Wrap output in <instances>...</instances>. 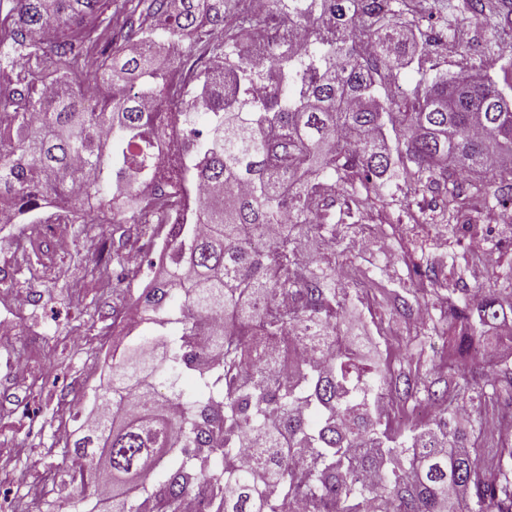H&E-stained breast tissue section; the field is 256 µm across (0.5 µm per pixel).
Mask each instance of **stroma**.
I'll return each mask as SVG.
<instances>
[{
	"label": "stroma",
	"instance_id": "obj_1",
	"mask_svg": "<svg viewBox=\"0 0 512 512\" xmlns=\"http://www.w3.org/2000/svg\"><path fill=\"white\" fill-rule=\"evenodd\" d=\"M422 68L485 73L489 64L437 47L420 67L403 70L402 84L412 85ZM437 212L431 190L392 188L356 225L337 226L335 251L311 234L299 240L300 251L370 268L426 308V322L417 325L411 316L391 313L381 296L365 301L346 280L336 286L345 301L342 333L367 345L366 366L387 370L394 379L410 373L426 386L436 381V368L446 366L455 334L445 310L457 296L456 275H447L442 288L433 290L417 274L419 266L443 258L432 245ZM365 225L378 243L368 253L357 247ZM62 230L69 247L46 256L17 251L28 225L0 232V273L23 296L7 306L16 333L0 335V512H70L76 486L62 457L64 438L79 435L108 355L126 343V329L114 322L113 310L129 303L147 281L141 272L117 286L111 273H98L112 251L111 225L66 224Z\"/></svg>",
	"mask_w": 512,
	"mask_h": 512
}]
</instances>
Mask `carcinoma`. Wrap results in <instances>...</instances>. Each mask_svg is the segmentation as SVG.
Listing matches in <instances>:
<instances>
[{"label":"carcinoma","mask_w":512,"mask_h":512,"mask_svg":"<svg viewBox=\"0 0 512 512\" xmlns=\"http://www.w3.org/2000/svg\"><path fill=\"white\" fill-rule=\"evenodd\" d=\"M425 2L450 39L464 21L494 16L458 49L481 52L498 74H422L411 92L389 94V77L435 42L403 21L412 0H276L277 40L250 14L226 28L224 0H0V100L12 107L0 127V200L35 215L86 187L98 211H83V223H98L106 202L137 225L112 240L114 266L132 235L166 229L165 259L131 303L154 331L112 352L82 437L62 449L80 477L76 512H181L187 497L201 512H294L297 503L304 512H512V447L481 417L512 405V367L450 376L469 394L470 426L456 423L445 387L432 393L442 415L396 431L371 398L388 373L355 362L338 335V269L298 263L302 233L336 238V211L381 199L391 182L437 190L450 233L467 198L512 202V55L503 51L512 0ZM113 19L116 38L89 57L95 28ZM218 29L211 59L193 57ZM48 30L58 32L51 42ZM297 35L300 57L289 49ZM242 38L248 51H226ZM90 76L103 87L91 102L81 93ZM50 78L58 86L48 96ZM186 94L207 99L209 112L201 122L175 113L189 128L162 184L160 124ZM187 198L186 222L165 223L170 203ZM363 276L391 311L411 310ZM506 283L511 292L485 291L475 313L467 293L448 307L463 330L451 364L512 308V275ZM302 328L324 335L322 347L268 388L249 355ZM185 378L197 385L189 400ZM368 470L379 478L363 482ZM105 482L116 488L108 505L98 498Z\"/></svg>","instance_id":"cac0c4a2"}]
</instances>
